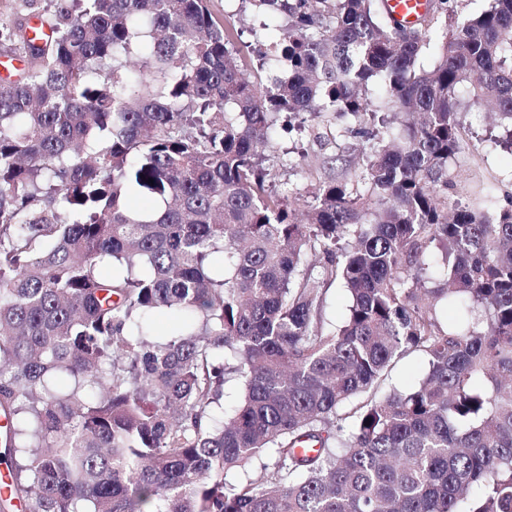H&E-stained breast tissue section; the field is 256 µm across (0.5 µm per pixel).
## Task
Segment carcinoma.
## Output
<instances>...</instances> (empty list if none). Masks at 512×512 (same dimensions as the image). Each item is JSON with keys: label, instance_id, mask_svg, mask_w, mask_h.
Segmentation results:
<instances>
[{"label": "carcinoma", "instance_id": "cac0c4a2", "mask_svg": "<svg viewBox=\"0 0 512 512\" xmlns=\"http://www.w3.org/2000/svg\"><path fill=\"white\" fill-rule=\"evenodd\" d=\"M16 2L0 512H512V204L448 215L460 87L512 123V0L457 18L432 0L410 28L382 0H246L286 20L265 81L209 0ZM282 112L358 122L366 192L325 182L299 219L263 166ZM434 244L444 288L423 278ZM165 310L180 325L150 332ZM408 352L425 376L379 393ZM325 288H328L325 311L326 322L335 325L340 323L344 317L348 305V296L344 289L339 288L336 283L326 285Z\"/></svg>", "mask_w": 512, "mask_h": 512}]
</instances>
